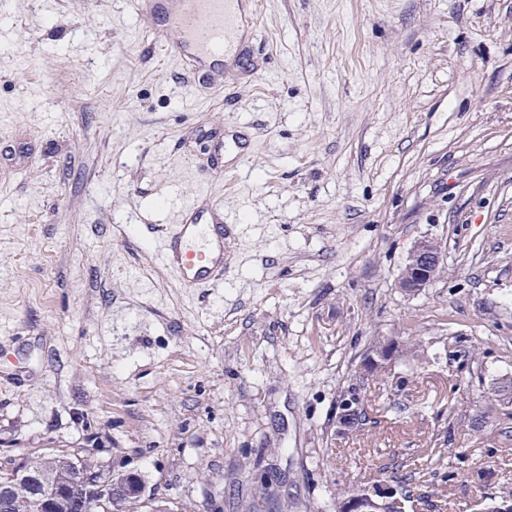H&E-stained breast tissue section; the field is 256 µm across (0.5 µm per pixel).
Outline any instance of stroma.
<instances>
[{"instance_id":"obj_1","label":"stroma","mask_w":512,"mask_h":512,"mask_svg":"<svg viewBox=\"0 0 512 512\" xmlns=\"http://www.w3.org/2000/svg\"><path fill=\"white\" fill-rule=\"evenodd\" d=\"M253 13L201 76L129 0H0V463L82 446L175 512H336L434 443L439 512H472L512 485V0ZM205 186L237 237L189 293L157 246ZM390 336L420 348L360 376ZM351 390L379 423L341 434ZM442 252L438 242L422 240L418 242L408 257L398 286L407 291H418L431 284L440 270Z\"/></svg>"}]
</instances>
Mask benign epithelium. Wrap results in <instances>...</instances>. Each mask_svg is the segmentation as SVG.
<instances>
[{
    "label": "benign epithelium",
    "mask_w": 512,
    "mask_h": 512,
    "mask_svg": "<svg viewBox=\"0 0 512 512\" xmlns=\"http://www.w3.org/2000/svg\"><path fill=\"white\" fill-rule=\"evenodd\" d=\"M442 252L438 242L422 240L418 242L408 257L398 286L407 291H418L431 284L440 270ZM396 360L392 351L387 349L379 354L368 353L362 362V370L380 362L391 367ZM356 408L348 404L339 407L336 413L338 429L348 430V425H356L360 418L354 416ZM72 478L68 483L56 482L48 466L29 465L21 462L9 469V475L0 480V501L16 497L27 498L33 512H119L126 500H137L149 507L155 499L144 494L141 479L134 473L123 475L114 481L112 466L106 465L98 474L86 471L77 460L71 461ZM379 495L388 501L392 512H405V503L397 492L382 486H376L359 497L346 502L338 512H371L375 505L373 496Z\"/></svg>",
    "instance_id": "7a95c632"
}]
</instances>
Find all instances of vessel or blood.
Instances as JSON below:
<instances>
[{
  "mask_svg": "<svg viewBox=\"0 0 512 512\" xmlns=\"http://www.w3.org/2000/svg\"><path fill=\"white\" fill-rule=\"evenodd\" d=\"M236 0H135L138 10L157 15L162 26L154 41L168 57L192 71L219 67L224 45L235 35L239 15ZM231 225L209 192L180 208L175 223L167 225L157 256L192 291L224 278L226 240Z\"/></svg>",
  "mask_w": 512,
  "mask_h": 512,
  "instance_id": "1",
  "label": "vessel or blood"
}]
</instances>
